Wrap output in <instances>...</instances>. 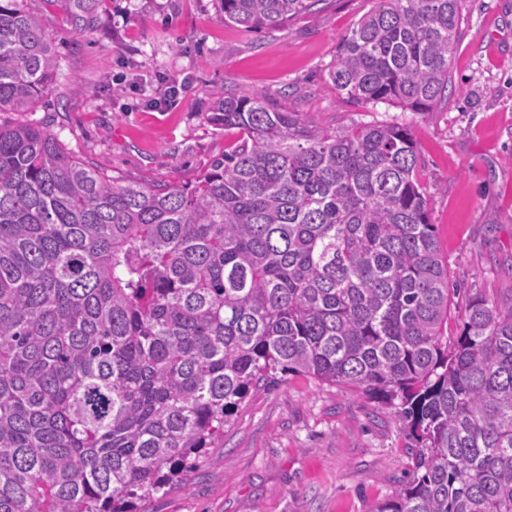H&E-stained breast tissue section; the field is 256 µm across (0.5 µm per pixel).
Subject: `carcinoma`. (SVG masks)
Here are the masks:
<instances>
[{
    "instance_id": "1",
    "label": "carcinoma",
    "mask_w": 512,
    "mask_h": 512,
    "mask_svg": "<svg viewBox=\"0 0 512 512\" xmlns=\"http://www.w3.org/2000/svg\"><path fill=\"white\" fill-rule=\"evenodd\" d=\"M321 0H221L275 31ZM328 76L365 104L446 98L463 0H379ZM56 43L0 0V112ZM237 134L191 185L126 182L39 123L0 124V512H136L279 371L373 393L415 445L373 512H512V310L455 292L395 123L344 130L216 94Z\"/></svg>"
}]
</instances>
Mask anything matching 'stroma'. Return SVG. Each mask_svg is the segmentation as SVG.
<instances>
[{
	"label": "stroma",
	"instance_id": "35a3bbf8",
	"mask_svg": "<svg viewBox=\"0 0 512 512\" xmlns=\"http://www.w3.org/2000/svg\"><path fill=\"white\" fill-rule=\"evenodd\" d=\"M378 0H321L278 31L226 22L219 0H30L56 37L58 71L32 112L89 165L146 184L194 183L230 138L217 90L261 93L326 127L395 122L414 135L451 280L456 336L470 292L512 309V0H465L448 99L430 112L340 98L328 79L342 40ZM185 95L157 104L161 87ZM394 408L303 374L259 384L219 447L140 512H372L410 465Z\"/></svg>",
	"mask_w": 512,
	"mask_h": 512
}]
</instances>
